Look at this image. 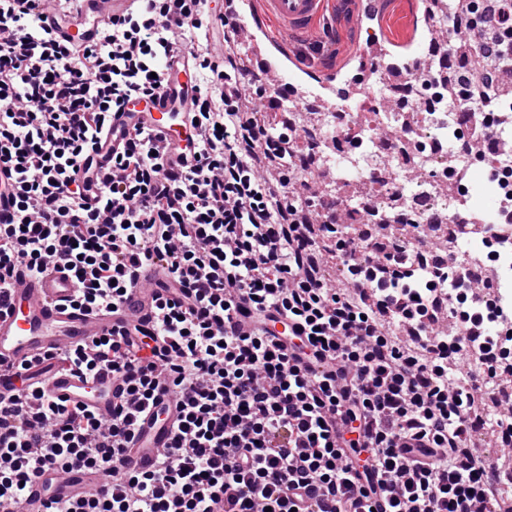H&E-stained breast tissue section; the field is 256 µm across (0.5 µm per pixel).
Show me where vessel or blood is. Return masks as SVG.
<instances>
[{"instance_id":"b4317fda","label":"vessel or blood","mask_w":512,"mask_h":512,"mask_svg":"<svg viewBox=\"0 0 512 512\" xmlns=\"http://www.w3.org/2000/svg\"><path fill=\"white\" fill-rule=\"evenodd\" d=\"M131 3L132 0H83L78 14L66 18L48 14L44 21L59 40L84 46L96 43L101 23L121 14ZM325 4L326 0H260L259 9L251 21L242 24L238 36L257 41L265 32V21L270 19L285 34L305 30L322 14ZM273 47L278 59L264 63L274 83L271 104L287 100L289 93L299 92L308 81L326 96L343 98L346 79L340 71L312 70L308 75H301L285 44L277 41ZM189 58L188 50H176L164 63V81L156 102L138 112L111 115V126L124 133L134 125L146 124L171 147L184 146L189 135L187 114L194 99L187 86ZM155 282V268L145 267L116 310L89 314L72 306L78 283L63 263H56L40 274L18 266L7 297L0 304V363L25 366L33 381L40 383L46 398L88 404L101 417H110L112 395L119 388V381L107 376L94 384L86 382L68 362L55 359L54 354L60 348L96 336L134 326L151 327L155 316ZM138 430L127 456L132 466L146 464L153 451L168 441L167 422L149 417L139 421ZM48 476L60 494L71 498L92 493L103 484L101 477L84 473L61 474L52 470Z\"/></svg>"}]
</instances>
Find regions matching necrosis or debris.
<instances>
[{
  "label": "necrosis or debris",
  "instance_id": "4bbe7bcc",
  "mask_svg": "<svg viewBox=\"0 0 512 512\" xmlns=\"http://www.w3.org/2000/svg\"><path fill=\"white\" fill-rule=\"evenodd\" d=\"M416 99L437 106L413 127L409 139L380 136L379 128L402 126L404 105ZM382 100L392 103L393 111H372V103ZM462 107V100L448 101L437 83L422 87L405 79L376 80L365 99L326 113L295 161L308 168L321 164L335 173L346 199L344 223L362 227L391 219L418 225L420 237L409 247L428 248L421 277L430 278L438 262L459 259L461 268L448 276L449 297L467 296L477 310H494L512 304V219L501 209L512 197V168L500 167L489 151L468 150L474 129ZM477 184L491 196L490 209L477 204ZM369 193L383 198L373 217L363 209ZM462 209L483 223L503 226V241L470 235L457 216Z\"/></svg>",
  "mask_w": 512,
  "mask_h": 512
}]
</instances>
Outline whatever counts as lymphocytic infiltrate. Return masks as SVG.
Returning a JSON list of instances; mask_svg holds the SVG:
<instances>
[{
  "label": "lymphocytic infiltrate",
  "instance_id": "lymphocytic-infiltrate-1",
  "mask_svg": "<svg viewBox=\"0 0 512 512\" xmlns=\"http://www.w3.org/2000/svg\"><path fill=\"white\" fill-rule=\"evenodd\" d=\"M39 4L0 0V166L15 210L0 224V292L18 266L40 273L53 260L88 312L116 306L147 262L175 285L157 294L152 328L63 353L82 374L122 379L111 418L45 399L24 367L0 370L20 385L0 399V507L23 504L52 468L111 481L77 500L46 488V512H501L512 478L471 442L489 421L496 446L512 445V417L473 412L476 394H499L512 371L497 354L512 342V308L482 338L484 315L450 305L440 279L413 286V263L338 223L342 199L312 194L292 161L298 127L247 107L266 96V77L209 53L206 0H134L83 48L58 42ZM480 27L477 53L499 68L512 57L495 47L512 0H494ZM178 40L195 60L192 163L165 162L142 126L96 187L82 162L111 113L155 96ZM448 85L478 126L501 96L492 77ZM324 232L341 277L323 269ZM168 386L170 445L126 470L137 417L163 415Z\"/></svg>",
  "mask_w": 512,
  "mask_h": 512
}]
</instances>
